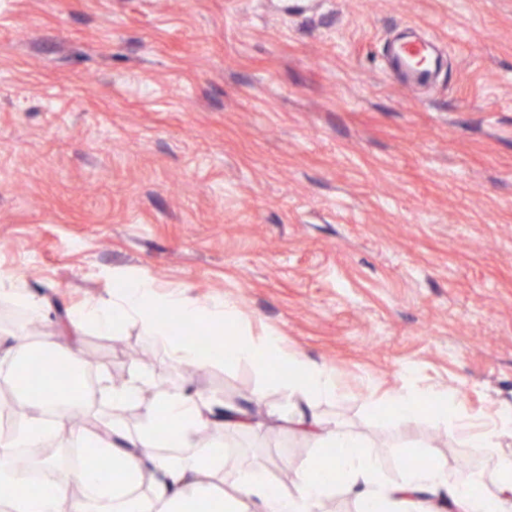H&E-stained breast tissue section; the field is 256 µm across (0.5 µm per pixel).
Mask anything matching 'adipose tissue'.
I'll list each match as a JSON object with an SVG mask.
<instances>
[{
    "instance_id": "adipose-tissue-1",
    "label": "adipose tissue",
    "mask_w": 512,
    "mask_h": 512,
    "mask_svg": "<svg viewBox=\"0 0 512 512\" xmlns=\"http://www.w3.org/2000/svg\"><path fill=\"white\" fill-rule=\"evenodd\" d=\"M65 362L94 376L95 387L112 408L92 411L88 397L64 389L53 367ZM26 407L19 421L0 430V512H321L328 495L343 490L354 496L357 512H386L392 502L409 503L412 512H432L433 499L448 512H512V457L494 454L501 432H512V412L499 414L476 441L489 448V466L498 490L475 485L464 471H448L428 450L404 469L400 481L377 489L376 462L361 443L316 413L298 412L295 427L332 454L327 473L308 465L297 475V493L269 484L260 473L240 471L233 492L221 491L223 439L228 430L250 427L246 410L214 404L182 388H171L144 403L145 378L134 374L117 383L109 374H91L78 349L51 336L16 338L0 348V364ZM144 406L143 422L129 432L124 413ZM58 437L94 454V465L71 466L51 458L38 465L51 479L39 486L15 475L10 463L17 449L40 448Z\"/></svg>"
}]
</instances>
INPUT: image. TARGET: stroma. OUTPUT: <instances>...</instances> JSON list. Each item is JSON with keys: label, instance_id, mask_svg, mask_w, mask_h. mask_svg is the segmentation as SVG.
Wrapping results in <instances>:
<instances>
[{"label": "stroma", "instance_id": "obj_1", "mask_svg": "<svg viewBox=\"0 0 512 512\" xmlns=\"http://www.w3.org/2000/svg\"><path fill=\"white\" fill-rule=\"evenodd\" d=\"M406 27L448 60L435 92L385 74ZM1 272L92 371L256 407L224 437L225 484L322 458L279 419L306 401L249 360L189 370L134 323L72 335L113 275L228 301L246 335L334 369L337 397L306 403L378 481L429 448L495 490L512 434L488 450L450 415L512 407V0H0ZM425 390L447 406L387 405Z\"/></svg>", "mask_w": 512, "mask_h": 512}]
</instances>
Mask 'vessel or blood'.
<instances>
[{
    "label": "vessel or blood",
    "mask_w": 512,
    "mask_h": 512,
    "mask_svg": "<svg viewBox=\"0 0 512 512\" xmlns=\"http://www.w3.org/2000/svg\"><path fill=\"white\" fill-rule=\"evenodd\" d=\"M443 67L444 58L433 39L420 34H408L390 46L385 72L400 87L423 92L438 87Z\"/></svg>",
    "instance_id": "b4317fda"
}]
</instances>
